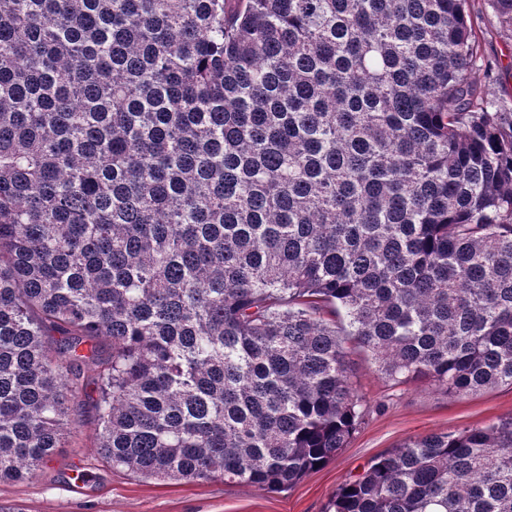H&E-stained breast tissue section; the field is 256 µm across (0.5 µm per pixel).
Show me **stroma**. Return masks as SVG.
<instances>
[{
  "label": "stroma",
  "instance_id": "1",
  "mask_svg": "<svg viewBox=\"0 0 512 512\" xmlns=\"http://www.w3.org/2000/svg\"><path fill=\"white\" fill-rule=\"evenodd\" d=\"M475 36L489 70L476 79L512 91V38L499 32L486 0H469ZM353 381L368 414L346 448L289 490L266 492L222 480H156L109 466L95 447L91 406L56 455L24 482H0V512H325L336 490L372 459L407 438L481 427L512 417V387L499 385L467 397L423 384L392 386L364 353L350 356Z\"/></svg>",
  "mask_w": 512,
  "mask_h": 512
}]
</instances>
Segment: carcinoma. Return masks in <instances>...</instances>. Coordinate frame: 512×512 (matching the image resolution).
Wrapping results in <instances>:
<instances>
[{
    "mask_svg": "<svg viewBox=\"0 0 512 512\" xmlns=\"http://www.w3.org/2000/svg\"><path fill=\"white\" fill-rule=\"evenodd\" d=\"M467 2L0 0V481L90 385L112 467L275 492L364 420L353 349L512 386V94ZM326 512H512V417Z\"/></svg>",
    "mask_w": 512,
    "mask_h": 512,
    "instance_id": "obj_1",
    "label": "carcinoma"
}]
</instances>
